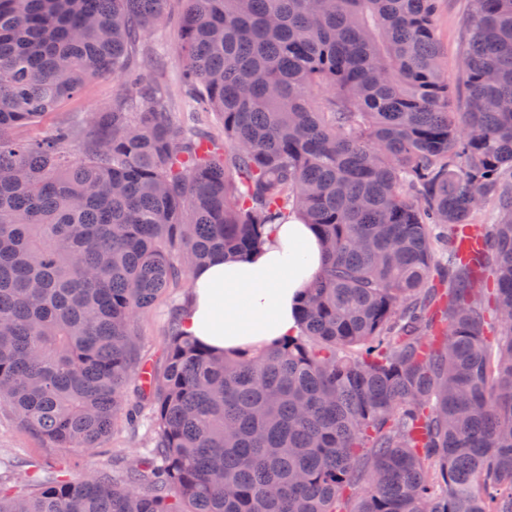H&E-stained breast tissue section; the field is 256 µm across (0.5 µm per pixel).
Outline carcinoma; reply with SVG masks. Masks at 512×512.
<instances>
[{"instance_id": "obj_1", "label": "carcinoma", "mask_w": 512, "mask_h": 512, "mask_svg": "<svg viewBox=\"0 0 512 512\" xmlns=\"http://www.w3.org/2000/svg\"><path fill=\"white\" fill-rule=\"evenodd\" d=\"M185 2L229 158L134 69L167 0H0V403L80 455L137 422L130 384L155 414L138 463L30 461L0 512H512V0H475L462 112L435 0ZM111 75L79 153L10 137ZM481 203L484 250L443 256ZM290 211L328 256L299 334L228 358L174 328L143 381L136 314Z\"/></svg>"}]
</instances>
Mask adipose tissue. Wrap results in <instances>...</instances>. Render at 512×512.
Masks as SVG:
<instances>
[{"mask_svg":"<svg viewBox=\"0 0 512 512\" xmlns=\"http://www.w3.org/2000/svg\"><path fill=\"white\" fill-rule=\"evenodd\" d=\"M325 265L322 241L295 215L259 250L215 255L191 273L182 330L217 352L246 353L297 335L298 307Z\"/></svg>","mask_w":512,"mask_h":512,"instance_id":"1","label":"adipose tissue"}]
</instances>
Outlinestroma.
I'll list each match as a JSON object with an SVG mask.
<instances>
[{
    "mask_svg": "<svg viewBox=\"0 0 512 512\" xmlns=\"http://www.w3.org/2000/svg\"><path fill=\"white\" fill-rule=\"evenodd\" d=\"M184 0H168L164 20L143 33L142 49L135 58V65L147 74L151 83L161 88L171 102L169 118L174 129L187 131L199 129L219 140L223 153H233L231 143L224 135L214 115L191 111L188 94L181 82L182 64L177 54L181 41V21ZM474 10L473 0H439L435 19L439 39L441 64L448 74L455 109H462L464 88L459 85L460 57L466 37L467 21ZM119 78H95L81 88L73 98L63 102L55 111L46 114L31 128L18 130V138L50 136L57 127H72L77 135L74 147H81V134L87 129L92 113L111 103ZM190 280H183L179 287L169 289L148 310L137 314L135 322L140 335L139 350L142 364L153 370H163L166 364V337L172 327L174 312L183 307L190 292ZM142 424L137 432H130L125 425H117L103 446L105 456L119 464H135L144 456L149 429L154 422L149 405L140 408ZM49 443L24 430L15 417L0 405V479L21 481L19 463L53 455Z\"/></svg>",
    "mask_w": 512,
    "mask_h": 512,
    "instance_id": "35a3bbf8",
    "label": "stroma"
}]
</instances>
